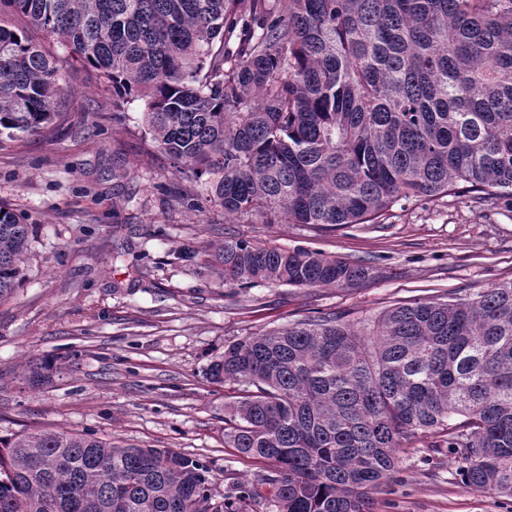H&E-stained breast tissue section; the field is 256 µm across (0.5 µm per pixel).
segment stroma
Wrapping results in <instances>:
<instances>
[{"instance_id":"stroma-1","label":"stroma","mask_w":512,"mask_h":512,"mask_svg":"<svg viewBox=\"0 0 512 512\" xmlns=\"http://www.w3.org/2000/svg\"><path fill=\"white\" fill-rule=\"evenodd\" d=\"M12 23L54 56L64 95L48 136L0 145V202L34 227L28 279L0 302V436L64 430L171 448L205 462L214 493L229 495L261 465L224 439L242 387L205 376L225 345L320 316L363 327L393 306L512 280L502 199L402 201L380 223L336 229L188 210L156 189L176 178L145 133L144 101L113 123L109 84L26 18ZM119 162L123 180L112 177ZM223 237L359 260L370 274L354 288H228L172 255ZM46 355L59 364L52 383L28 387L24 365ZM399 457L373 512H512V499L466 489L451 455L428 460L414 444Z\"/></svg>"}]
</instances>
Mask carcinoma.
<instances>
[{"mask_svg": "<svg viewBox=\"0 0 512 512\" xmlns=\"http://www.w3.org/2000/svg\"><path fill=\"white\" fill-rule=\"evenodd\" d=\"M16 14L112 83V121L145 101L192 211L336 227L401 199L512 201V0H0V143L49 132L62 93ZM33 241L0 204V300ZM199 265L241 288L368 276L232 237ZM56 370L45 357L28 380ZM206 375L252 388L224 436L267 467L234 497L185 453L34 430L0 437V512H371L412 440L452 455L466 488L512 498V281L393 307L366 334L324 316L246 336Z\"/></svg>", "mask_w": 512, "mask_h": 512, "instance_id": "obj_1", "label": "carcinoma"}]
</instances>
